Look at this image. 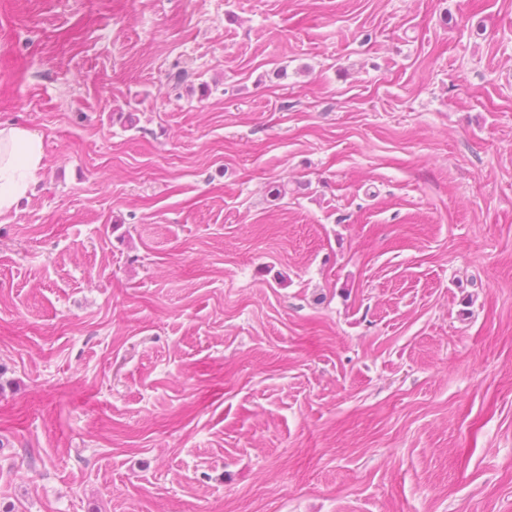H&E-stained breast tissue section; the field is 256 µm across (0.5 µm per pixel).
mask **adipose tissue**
Masks as SVG:
<instances>
[{"instance_id":"ef3b65f1","label":"adipose tissue","mask_w":512,"mask_h":512,"mask_svg":"<svg viewBox=\"0 0 512 512\" xmlns=\"http://www.w3.org/2000/svg\"><path fill=\"white\" fill-rule=\"evenodd\" d=\"M44 166L40 135L20 126L0 125V215L16 210L40 180Z\"/></svg>"}]
</instances>
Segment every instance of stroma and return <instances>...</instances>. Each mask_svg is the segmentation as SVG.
Wrapping results in <instances>:
<instances>
[{"mask_svg":"<svg viewBox=\"0 0 512 512\" xmlns=\"http://www.w3.org/2000/svg\"><path fill=\"white\" fill-rule=\"evenodd\" d=\"M8 123L0 512H512V0H0ZM43 166L40 135L20 126L0 125V215L16 210L28 197Z\"/></svg>","mask_w":512,"mask_h":512,"instance_id":"1","label":"stroma"}]
</instances>
